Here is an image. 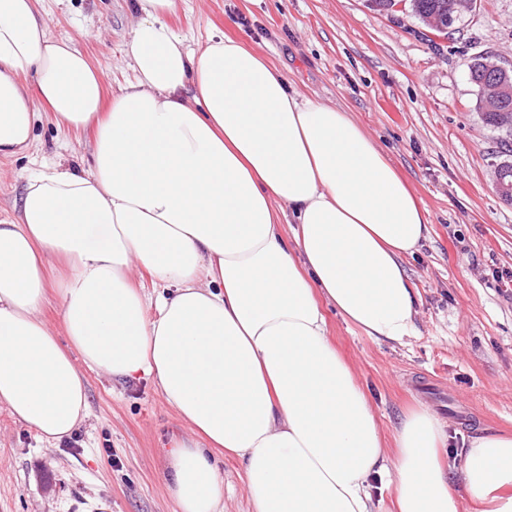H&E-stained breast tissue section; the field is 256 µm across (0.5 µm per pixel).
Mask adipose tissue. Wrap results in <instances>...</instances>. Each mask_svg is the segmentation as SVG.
Instances as JSON below:
<instances>
[{
    "label": "adipose tissue",
    "instance_id": "adipose-tissue-1",
    "mask_svg": "<svg viewBox=\"0 0 512 512\" xmlns=\"http://www.w3.org/2000/svg\"><path fill=\"white\" fill-rule=\"evenodd\" d=\"M38 2L0 0V158L31 149L45 111L91 130V162L37 171L0 224V407L56 444L88 417L85 371L149 377L191 432L167 453L178 512H224L219 453L240 461L251 512H375L377 475L398 512H512V436L443 459L446 424L420 406L387 453L327 336L326 306L377 342L417 332L402 260L428 212L363 127L235 39L191 47L166 22L176 0H135L134 78L105 97ZM52 256L67 266L54 326Z\"/></svg>",
    "mask_w": 512,
    "mask_h": 512
}]
</instances>
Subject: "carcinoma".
Listing matches in <instances>:
<instances>
[{
	"label": "carcinoma",
	"instance_id": "obj_1",
	"mask_svg": "<svg viewBox=\"0 0 512 512\" xmlns=\"http://www.w3.org/2000/svg\"><path fill=\"white\" fill-rule=\"evenodd\" d=\"M411 14L428 28L444 35H450L446 28L455 25L464 16L472 13L477 0H408ZM492 52L479 53L469 66L470 80L476 87V109L484 123L500 132L498 138L499 153L505 156L500 166L505 168V182L512 184V64L504 63L497 69H489L487 62ZM508 85L495 104V108L486 106L487 88Z\"/></svg>",
	"mask_w": 512,
	"mask_h": 512
}]
</instances>
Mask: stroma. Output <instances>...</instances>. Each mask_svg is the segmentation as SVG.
<instances>
[{
  "label": "stroma",
  "instance_id": "1",
  "mask_svg": "<svg viewBox=\"0 0 512 512\" xmlns=\"http://www.w3.org/2000/svg\"><path fill=\"white\" fill-rule=\"evenodd\" d=\"M49 34L99 64L105 90L132 76L122 45L133 0H40ZM168 23L196 42L225 34L267 57L300 93L351 112L422 199L429 238L402 264L416 292V336L372 341L326 310L329 335L366 391L384 441L422 405L455 443L512 434V201L498 194L497 132L483 124L469 62H512V0H477L461 33L432 37L409 12L365 0H177ZM27 154L0 159V224L13 222L41 164H89L88 133L42 116ZM90 416L70 440L41 442L0 407V512H177L162 454L187 425L140 377L87 375ZM224 512H248L241 467L218 459Z\"/></svg>",
  "mask_w": 512,
  "mask_h": 512
}]
</instances>
